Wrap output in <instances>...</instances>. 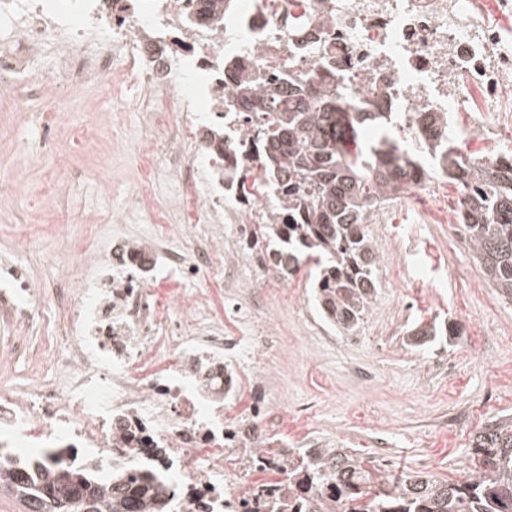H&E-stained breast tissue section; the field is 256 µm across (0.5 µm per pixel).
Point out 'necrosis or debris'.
<instances>
[{
	"instance_id": "necrosis-or-debris-1",
	"label": "necrosis or debris",
	"mask_w": 512,
	"mask_h": 512,
	"mask_svg": "<svg viewBox=\"0 0 512 512\" xmlns=\"http://www.w3.org/2000/svg\"><path fill=\"white\" fill-rule=\"evenodd\" d=\"M507 21L512 0H0V112L29 111L46 85L92 82L108 98L140 90L154 130L127 137L140 174L125 209L87 224L61 259L70 290L41 295L24 264L0 257V322L46 335L51 370L24 396L0 395V432L45 445L50 462L78 448L83 464L108 456L160 476L179 512H271L279 485L239 486L278 465L244 447L275 410L258 402L231 421L224 411L280 339L251 302L229 296L219 314L180 290L219 274L237 287L266 259L218 239L172 241L175 217L245 234L280 207L270 188L224 179L228 165L258 168L224 85L332 71L352 105L408 127L424 112L468 113L451 133L483 137L497 160L512 125ZM50 43L63 47L55 66L22 85ZM166 276L177 289L163 299Z\"/></svg>"
}]
</instances>
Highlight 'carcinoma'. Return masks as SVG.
Listing matches in <instances>:
<instances>
[{"mask_svg": "<svg viewBox=\"0 0 512 512\" xmlns=\"http://www.w3.org/2000/svg\"><path fill=\"white\" fill-rule=\"evenodd\" d=\"M252 129L240 148L259 155L280 212L260 225L253 246L288 276L311 263L313 302L351 333L377 296L374 211L426 172L410 149L412 132L386 112H352L329 81L296 76L284 89L240 81L234 88ZM419 139L430 167L464 189L459 219L473 258L498 293L512 298V156L482 163L446 133L448 120L424 113ZM287 222H281L282 216ZM464 479L409 471L384 474L353 448H290L280 512H512V418L473 435ZM0 490L25 512H173L167 489L149 474L114 475L36 457L0 456Z\"/></svg>", "mask_w": 512, "mask_h": 512, "instance_id": "carcinoma-1", "label": "carcinoma"}]
</instances>
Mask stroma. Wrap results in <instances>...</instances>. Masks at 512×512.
<instances>
[{
    "label": "stroma",
    "instance_id": "35a3bbf8",
    "mask_svg": "<svg viewBox=\"0 0 512 512\" xmlns=\"http://www.w3.org/2000/svg\"><path fill=\"white\" fill-rule=\"evenodd\" d=\"M91 85L75 88L69 109L43 139L42 103L22 119L0 112V164L13 182H0V253L27 263L45 293L63 287L58 257L79 238L90 211L115 212L128 198L137 160L122 134L103 128L97 151L75 147L56 165L37 159L75 126L93 123L85 111ZM105 189L92 196L93 176ZM455 184L402 195L387 204L370 234L379 248L377 297L359 328L344 334L328 325L310 300L308 269L293 276L288 293L268 296L264 315L282 321L284 343L268 369L247 370L228 419L247 415L254 395L282 409L268 452L281 447L355 448L393 472L424 471L461 477L472 436L492 417L512 414V301L485 279L455 225ZM452 327L429 345L413 346L419 324ZM0 324V391L23 392L40 375L43 337L14 347Z\"/></svg>",
    "mask_w": 512,
    "mask_h": 512
}]
</instances>
